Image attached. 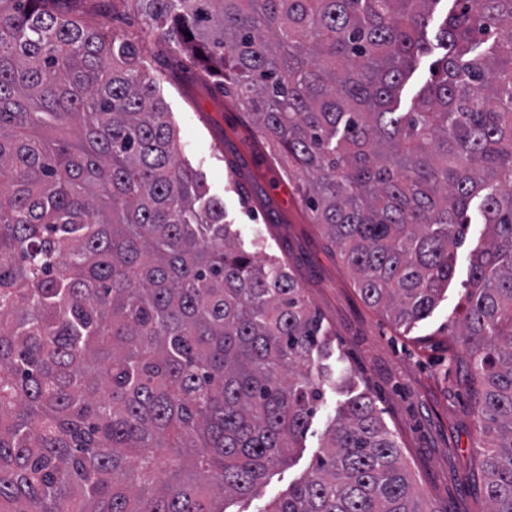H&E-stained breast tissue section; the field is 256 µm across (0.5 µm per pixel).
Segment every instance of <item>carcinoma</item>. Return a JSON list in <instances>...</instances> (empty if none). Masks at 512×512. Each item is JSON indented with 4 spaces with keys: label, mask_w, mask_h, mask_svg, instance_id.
<instances>
[{
    "label": "carcinoma",
    "mask_w": 512,
    "mask_h": 512,
    "mask_svg": "<svg viewBox=\"0 0 512 512\" xmlns=\"http://www.w3.org/2000/svg\"><path fill=\"white\" fill-rule=\"evenodd\" d=\"M94 0H0V512H224L300 447L333 381L321 316L176 161L146 48ZM232 87L373 307L421 320L480 198L459 320L483 494L512 512V0H135ZM264 512H424L372 401ZM440 50H434L432 54L425 55L420 58L413 74L403 86L401 92V109L407 111L411 105L412 99L415 97L420 88L430 78V67L436 60Z\"/></svg>",
    "instance_id": "cac0c4a2"
}]
</instances>
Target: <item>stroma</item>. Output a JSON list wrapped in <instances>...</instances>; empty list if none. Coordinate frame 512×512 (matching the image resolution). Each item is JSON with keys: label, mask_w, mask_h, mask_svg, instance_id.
<instances>
[{"label": "stroma", "mask_w": 512, "mask_h": 512, "mask_svg": "<svg viewBox=\"0 0 512 512\" xmlns=\"http://www.w3.org/2000/svg\"><path fill=\"white\" fill-rule=\"evenodd\" d=\"M87 20L151 46L147 65L179 136L178 161L201 173L211 194L223 199L226 221L245 249L283 260L299 277L330 333L329 362L349 377L347 387L326 390L301 447L269 470L259 495L230 500L228 512H263L287 494L315 464L338 407L360 393L372 397L395 435L425 512H487L481 472L486 439L475 404L481 384L454 336L471 256L486 242L479 211L471 213L455 275L432 312L394 325L363 300L339 248L314 224L297 176L289 175L261 138L237 93L194 81L193 55L159 42L134 0H97ZM239 183L250 197L249 207L240 203Z\"/></svg>", "instance_id": "35a3bbf8"}]
</instances>
